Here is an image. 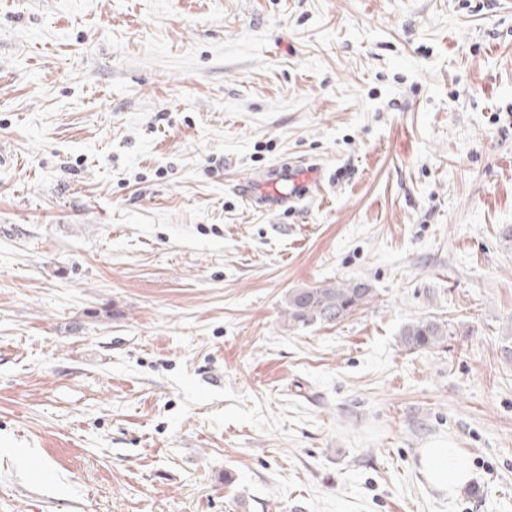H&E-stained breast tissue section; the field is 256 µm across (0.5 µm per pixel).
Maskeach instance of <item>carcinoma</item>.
Segmentation results:
<instances>
[{"label": "carcinoma", "instance_id": "carcinoma-1", "mask_svg": "<svg viewBox=\"0 0 512 512\" xmlns=\"http://www.w3.org/2000/svg\"><path fill=\"white\" fill-rule=\"evenodd\" d=\"M374 296V288L363 279L300 288L288 294L286 314L298 326L336 324ZM448 332V324L441 320L419 319L404 326L401 342L409 350H425L446 341Z\"/></svg>", "mask_w": 512, "mask_h": 512}]
</instances>
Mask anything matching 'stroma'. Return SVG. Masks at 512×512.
Returning <instances> with one entry per match:
<instances>
[{
    "label": "stroma",
    "mask_w": 512,
    "mask_h": 512,
    "mask_svg": "<svg viewBox=\"0 0 512 512\" xmlns=\"http://www.w3.org/2000/svg\"><path fill=\"white\" fill-rule=\"evenodd\" d=\"M0 512H512V0H0ZM318 169L316 165L306 163L291 166L290 170L288 168L290 172L305 170L301 173L305 180H301L298 175L296 177L288 176V191L276 189L274 192H267L265 187L272 182L262 177H256L240 183L238 192L244 200L261 205L266 209L286 207L301 199V190L308 193L319 188L320 177ZM372 285L350 279L291 291L286 301L288 321L298 326L336 324L356 309L373 301ZM448 324L436 319H419L404 326L401 342L409 350L433 348L448 339ZM418 464L425 481L449 495L466 486L472 478V461L460 448L420 449Z\"/></svg>",
    "instance_id": "1"
}]
</instances>
